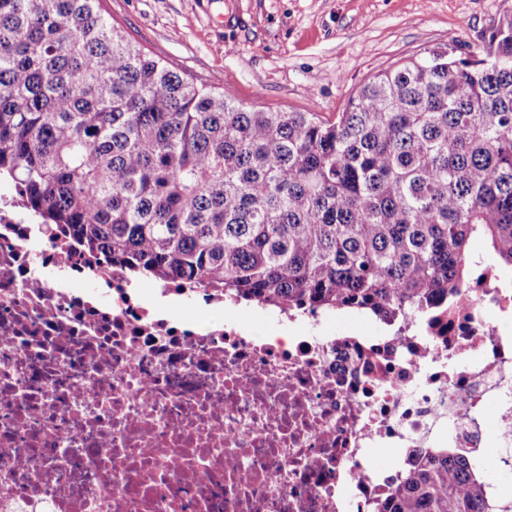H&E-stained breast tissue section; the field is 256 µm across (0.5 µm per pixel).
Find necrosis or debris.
Masks as SVG:
<instances>
[{
  "label": "necrosis or debris",
  "instance_id": "obj_1",
  "mask_svg": "<svg viewBox=\"0 0 512 512\" xmlns=\"http://www.w3.org/2000/svg\"><path fill=\"white\" fill-rule=\"evenodd\" d=\"M375 328L143 282L0 194V512H380L421 448L512 475V278Z\"/></svg>",
  "mask_w": 512,
  "mask_h": 512
}]
</instances>
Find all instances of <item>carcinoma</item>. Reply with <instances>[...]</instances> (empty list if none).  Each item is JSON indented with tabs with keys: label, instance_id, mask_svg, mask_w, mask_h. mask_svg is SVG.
Wrapping results in <instances>:
<instances>
[{
	"label": "carcinoma",
	"instance_id": "cac0c4a2",
	"mask_svg": "<svg viewBox=\"0 0 512 512\" xmlns=\"http://www.w3.org/2000/svg\"><path fill=\"white\" fill-rule=\"evenodd\" d=\"M103 0H0V181L132 276L278 309L418 315L512 271V15L369 78L336 121L264 112L144 54ZM384 512H512L421 450Z\"/></svg>",
	"mask_w": 512,
	"mask_h": 512
}]
</instances>
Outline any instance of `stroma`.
Wrapping results in <instances>:
<instances>
[{
  "mask_svg": "<svg viewBox=\"0 0 512 512\" xmlns=\"http://www.w3.org/2000/svg\"><path fill=\"white\" fill-rule=\"evenodd\" d=\"M512 0H105L145 53L265 111L335 120L373 75L453 44L463 58Z\"/></svg>",
  "mask_w": 512,
  "mask_h": 512,
  "instance_id": "1",
  "label": "stroma"
}]
</instances>
